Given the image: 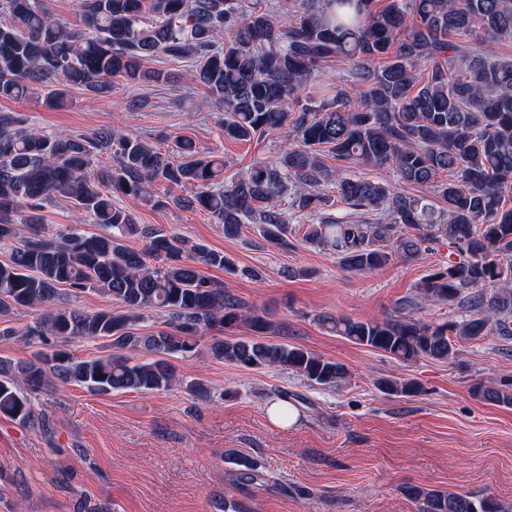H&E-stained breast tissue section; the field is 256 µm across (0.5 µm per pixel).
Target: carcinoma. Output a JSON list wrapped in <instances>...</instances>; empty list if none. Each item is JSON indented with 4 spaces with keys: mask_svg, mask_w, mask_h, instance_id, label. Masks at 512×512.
<instances>
[{
    "mask_svg": "<svg viewBox=\"0 0 512 512\" xmlns=\"http://www.w3.org/2000/svg\"><path fill=\"white\" fill-rule=\"evenodd\" d=\"M288 0L284 17L246 0H78L83 28H69L41 0H0V99L18 101L35 88L63 103L64 87L104 96L129 85L167 79L146 62L163 56L191 62L195 80L224 112V138L250 141L283 133L288 147L224 183V160L179 138L166 154L152 141L102 132L89 140L39 133L14 112H0V242L21 243L0 262V320L86 290L112 308L82 313L62 304L27 326L44 348L25 362L0 359V416L38 424L31 396L77 384L100 394L169 391L181 384L173 359L195 354L202 334L249 324L251 336H213L210 354L245 369L279 367L311 386L338 387L348 367L288 342L263 339L264 317L251 313L199 267L234 271L221 251L176 233L141 227L115 196L155 208L202 209L237 238L256 224L272 247L286 250L288 226L336 255L348 273L411 261L433 245L454 258L424 276L418 298L467 302L462 320L394 315L356 321L323 314L324 329L398 362H447L457 345L496 328L512 335V59L493 60L492 43L512 42V0ZM344 65L334 89L326 69ZM109 151L112 165L97 170ZM393 171L397 184L332 168L329 158ZM448 172V181L438 180ZM164 185L168 192L157 194ZM429 188L445 206L405 187ZM183 191L181 195L171 190ZM53 195L70 199L87 222L58 238L43 235L42 209ZM339 203L370 211V222L327 210ZM144 241L140 247L132 239ZM153 312L157 333L134 332ZM105 339L114 353L78 360L55 341ZM142 354L133 363L124 352ZM384 394L424 393L410 378L379 379ZM473 393L512 406V379ZM238 481L263 478L256 459H238ZM422 512H504L491 496L473 497L402 486Z\"/></svg>",
    "mask_w": 512,
    "mask_h": 512,
    "instance_id": "cac0c4a2",
    "label": "carcinoma"
}]
</instances>
